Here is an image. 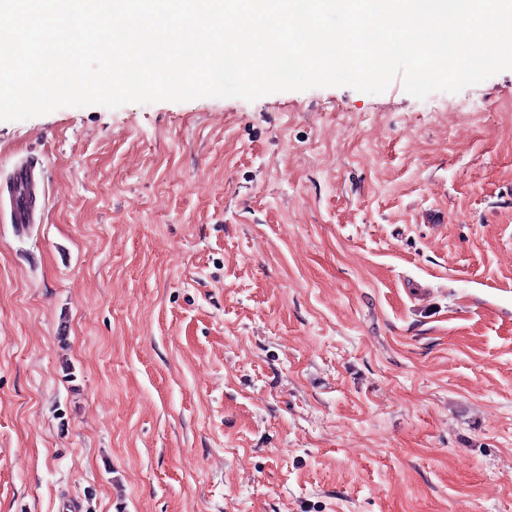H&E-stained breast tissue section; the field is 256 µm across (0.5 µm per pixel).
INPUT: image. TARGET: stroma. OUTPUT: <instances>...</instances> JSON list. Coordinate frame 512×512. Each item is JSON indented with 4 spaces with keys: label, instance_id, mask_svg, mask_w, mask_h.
<instances>
[{
    "label": "stroma",
    "instance_id": "obj_1",
    "mask_svg": "<svg viewBox=\"0 0 512 512\" xmlns=\"http://www.w3.org/2000/svg\"><path fill=\"white\" fill-rule=\"evenodd\" d=\"M29 155L0 512H512V70L0 121ZM11 224L20 231L30 224H39L42 214L41 199L45 196L44 174L38 160L32 157L20 159L14 166L7 185Z\"/></svg>",
    "mask_w": 512,
    "mask_h": 512
}]
</instances>
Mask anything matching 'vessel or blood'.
<instances>
[{
  "mask_svg": "<svg viewBox=\"0 0 512 512\" xmlns=\"http://www.w3.org/2000/svg\"><path fill=\"white\" fill-rule=\"evenodd\" d=\"M7 188L12 224L22 231L29 225L39 223L45 186L43 169L38 160L31 157L20 159L14 166Z\"/></svg>",
  "mask_w": 512,
  "mask_h": 512,
  "instance_id": "1",
  "label": "vessel or blood"
}]
</instances>
